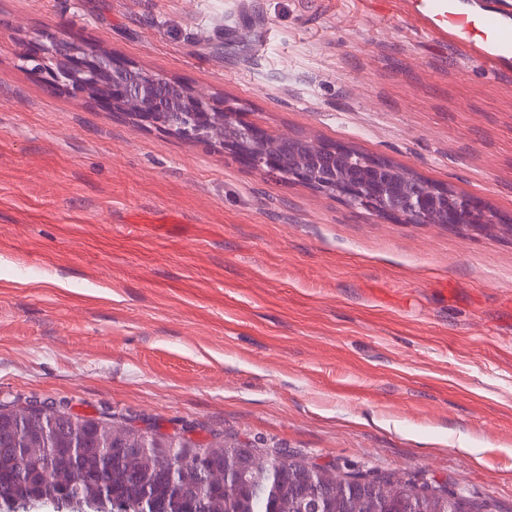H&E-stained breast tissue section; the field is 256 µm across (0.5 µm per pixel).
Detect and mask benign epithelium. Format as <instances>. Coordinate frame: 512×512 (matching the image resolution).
Returning a JSON list of instances; mask_svg holds the SVG:
<instances>
[{"instance_id":"benign-epithelium-1","label":"benign epithelium","mask_w":512,"mask_h":512,"mask_svg":"<svg viewBox=\"0 0 512 512\" xmlns=\"http://www.w3.org/2000/svg\"><path fill=\"white\" fill-rule=\"evenodd\" d=\"M62 43L64 40L58 39L36 51H24L20 53V59L33 63V69L44 74L46 84L81 97L88 96L89 87L99 82L107 73L135 75L133 82H112L110 95L96 97L94 101L107 105L114 111L135 106L131 120L141 126L152 127L165 133L179 135L188 141L212 146L214 142L208 135L210 128L218 123L227 126L234 122L239 125L244 135L262 142L264 149L252 154L231 141L221 142L217 144V148L245 166L265 174L284 173L282 150H293L297 142L301 141L297 136L272 135L260 126L243 123L239 121V113L192 87L188 88L185 94L186 110L191 112L187 122L178 127H164L157 120L154 109L143 104L142 99L150 97L162 88L169 82V78L158 73L142 71L109 53L89 52L82 47L78 49V53L66 59L59 53ZM385 170L383 158L378 157L368 172L358 175L352 171L336 177L333 183L327 185L328 192L340 198L352 209L373 214L379 211L389 219L407 224H448L469 230H502L512 226V220L502 217L479 200L457 195L450 201L448 188L425 185L418 181L408 182L402 194L403 201L400 207H384L380 201L393 194V187L381 177ZM287 177L305 185L323 186V183L316 179V174L304 166L293 168L287 173Z\"/></svg>"}]
</instances>
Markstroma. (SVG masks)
<instances>
[{
    "instance_id": "obj_1",
    "label": "stroma",
    "mask_w": 512,
    "mask_h": 512,
    "mask_svg": "<svg viewBox=\"0 0 512 512\" xmlns=\"http://www.w3.org/2000/svg\"><path fill=\"white\" fill-rule=\"evenodd\" d=\"M111 52L512 218V84L396 0H0V405L276 444L512 512V235L401 224L47 89Z\"/></svg>"
}]
</instances>
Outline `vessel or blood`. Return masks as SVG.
I'll use <instances>...</instances> for the list:
<instances>
[{
	"label": "vessel or blood",
	"mask_w": 512,
	"mask_h": 512,
	"mask_svg": "<svg viewBox=\"0 0 512 512\" xmlns=\"http://www.w3.org/2000/svg\"><path fill=\"white\" fill-rule=\"evenodd\" d=\"M402 5L405 13L419 17L421 34L446 33L464 59L501 78L512 77V0L479 16L472 15L465 0H402Z\"/></svg>",
	"instance_id": "obj_1"
}]
</instances>
